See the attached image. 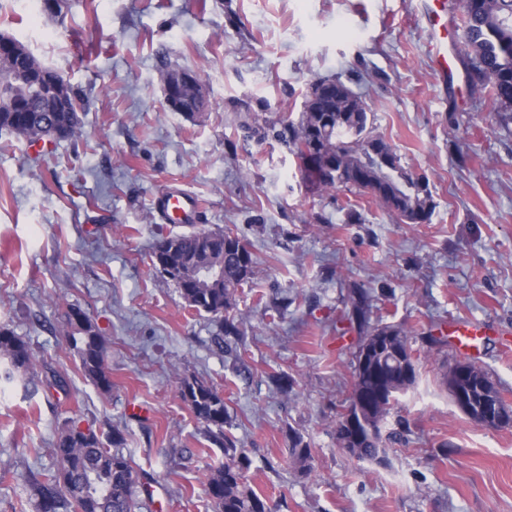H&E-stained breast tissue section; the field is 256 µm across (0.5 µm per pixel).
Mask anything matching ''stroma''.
<instances>
[{
    "mask_svg": "<svg viewBox=\"0 0 512 512\" xmlns=\"http://www.w3.org/2000/svg\"><path fill=\"white\" fill-rule=\"evenodd\" d=\"M419 2L69 0L59 23L0 0V33L87 101L83 139L49 144L44 161L0 137V326L68 382L0 378V512H37L28 476L56 470L68 421L122 434L142 512H213L208 482L223 453L178 397L192 376L223 390L247 483L273 512H512V427L461 413L443 383L461 352L427 346L449 324L493 322L475 364L512 405V124L449 105ZM163 54L201 79L197 120L165 105ZM320 78L362 95L402 165L428 177V223L401 222L344 187L311 190L288 146L255 134L298 119ZM176 184L203 203L197 228L232 231L252 253L234 309L244 371L152 264L156 238L190 228L151 207ZM355 287L372 297L371 324L402 327L416 355V382L384 425L404 439L382 466L336 441L358 343L344 320ZM72 307L106 340L111 393L68 346ZM295 431L312 450L304 477L289 451Z\"/></svg>",
    "mask_w": 512,
    "mask_h": 512,
    "instance_id": "obj_1",
    "label": "stroma"
}]
</instances>
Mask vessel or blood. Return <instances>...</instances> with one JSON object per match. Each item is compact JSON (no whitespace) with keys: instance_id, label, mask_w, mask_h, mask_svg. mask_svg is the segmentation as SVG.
Segmentation results:
<instances>
[{"instance_id":"vessel-or-blood-1","label":"vessel or blood","mask_w":512,"mask_h":512,"mask_svg":"<svg viewBox=\"0 0 512 512\" xmlns=\"http://www.w3.org/2000/svg\"><path fill=\"white\" fill-rule=\"evenodd\" d=\"M424 20L431 31L426 55L436 77L447 83L459 103H467L470 90L458 80L456 55L449 53L448 43L457 31V17L448 0H426ZM158 215L170 224H188L202 212L203 204L194 194L172 189L154 200ZM490 322L453 324L448 328L451 341L466 355L481 353V343L492 331Z\"/></svg>"}]
</instances>
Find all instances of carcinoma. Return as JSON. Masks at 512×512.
Wrapping results in <instances>:
<instances>
[{
    "label": "carcinoma",
    "instance_id": "cac0c4a2",
    "mask_svg": "<svg viewBox=\"0 0 512 512\" xmlns=\"http://www.w3.org/2000/svg\"><path fill=\"white\" fill-rule=\"evenodd\" d=\"M461 36L458 50L472 87V95L489 104L491 111L512 118V0H462ZM0 44V53L13 68H35L40 90L33 99L20 96L13 112H0V135L34 144L58 141L77 142L83 136V99L70 81L46 66L28 47L11 37ZM321 78L308 89L312 111L299 120L282 121L277 137L288 144L300 160L305 179L317 191L338 187L370 194L381 207L402 222L423 224L434 210L431 191H420L418 181L429 184L425 175L402 166L400 158L384 138L375 132L368 107L360 95L336 81V98L316 95ZM166 247L165 255L172 282L186 305L211 316L217 332L214 342L224 345V337L239 336L241 330L229 315L236 306V292L253 276V259L247 244L231 232L196 230L163 237L154 249ZM220 263L224 286L212 288L186 275L196 266ZM370 301L361 293L353 300L350 322L365 336L375 332L389 336L390 347L409 345L407 332L394 325L370 326ZM69 347L80 360L85 376L104 392L112 390L105 363V339L89 316L72 307L66 315ZM0 358L7 361L5 378L16 376L27 386L38 377V360L30 346L12 330L0 326ZM417 370L381 358L374 353L364 366H353L351 396L371 410V428L353 434L336 421V440L348 442L344 450L351 458L377 464L386 463V439L396 433H382L386 415L379 410V398L405 393L416 382ZM178 397L195 418L207 427L213 444L224 450V462L214 469L209 494L214 512H272L266 499L247 484L248 455L237 447L232 435V416L224 394L197 377L180 381ZM123 437L112 434L107 448L92 429L82 430L70 423L59 433L54 454L59 466L42 479L33 477L31 488L38 499L39 512H139L138 478L131 461L119 450ZM291 455L303 474L311 470L312 452L299 434L292 438Z\"/></svg>",
    "mask_w": 512,
    "mask_h": 512
}]
</instances>
